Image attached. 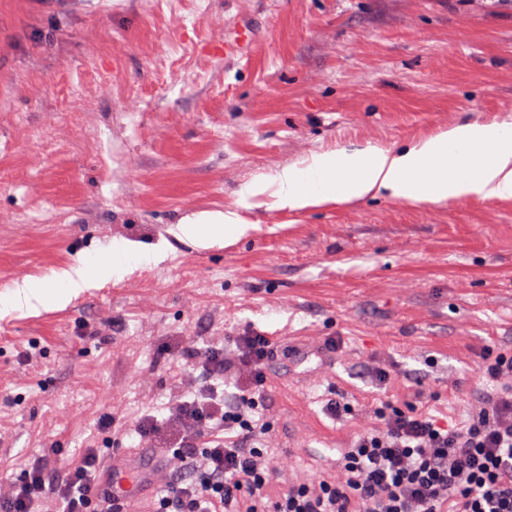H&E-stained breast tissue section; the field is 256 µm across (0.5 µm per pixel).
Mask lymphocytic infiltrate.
<instances>
[{
  "label": "lymphocytic infiltrate",
  "mask_w": 512,
  "mask_h": 512,
  "mask_svg": "<svg viewBox=\"0 0 512 512\" xmlns=\"http://www.w3.org/2000/svg\"><path fill=\"white\" fill-rule=\"evenodd\" d=\"M271 339L245 333L179 353L185 392L165 418L146 414L128 430L161 449L173 475L154 512H512V356L485 357L482 376L495 389L461 425L448 428L418 408L387 407L376 426L343 455L338 478L270 489L277 470L264 449L270 429L258 412L268 401L265 365ZM236 393L225 399L221 384ZM43 449L19 480L0 481V512H40L52 498L63 512L111 502V477L95 449L47 473Z\"/></svg>",
  "instance_id": "obj_1"
}]
</instances>
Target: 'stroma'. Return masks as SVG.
Masks as SVG:
<instances>
[{
  "mask_svg": "<svg viewBox=\"0 0 512 512\" xmlns=\"http://www.w3.org/2000/svg\"><path fill=\"white\" fill-rule=\"evenodd\" d=\"M474 121L512 124V11L479 0H0V288L123 239L166 247L65 308L0 316V478L50 444L68 450L52 472L89 447L153 468L96 420L164 417L158 351L189 336L272 339L286 481L337 477L385 404L467 419L485 352L512 355V199L291 210L241 192L316 152ZM225 210L250 226L233 244L173 233Z\"/></svg>",
  "mask_w": 512,
  "mask_h": 512,
  "instance_id": "obj_1",
  "label": "stroma"
}]
</instances>
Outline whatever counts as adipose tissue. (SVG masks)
<instances>
[{"mask_svg": "<svg viewBox=\"0 0 512 512\" xmlns=\"http://www.w3.org/2000/svg\"><path fill=\"white\" fill-rule=\"evenodd\" d=\"M470 156L459 166L461 156ZM276 197L280 207L303 209L324 202L389 196L415 205L477 197L512 198V125L468 122L400 149L367 147L312 154L303 167H288L249 186L245 195ZM248 230L234 212L206 213L178 225L177 235L202 248L233 243ZM160 246L144 248L116 241L93 258L25 279L0 290V314L21 309L62 308L87 289L120 281L145 265L162 260Z\"/></svg>", "mask_w": 512, "mask_h": 512, "instance_id": "obj_1", "label": "adipose tissue"}]
</instances>
